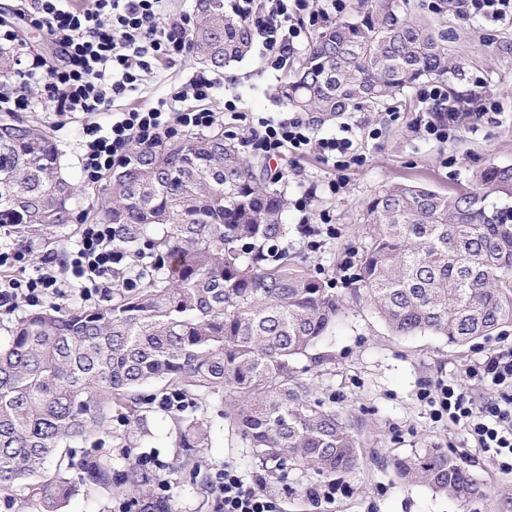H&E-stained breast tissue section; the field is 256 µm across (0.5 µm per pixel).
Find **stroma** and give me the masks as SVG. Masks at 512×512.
Instances as JSON below:
<instances>
[{"instance_id":"stroma-1","label":"stroma","mask_w":512,"mask_h":512,"mask_svg":"<svg viewBox=\"0 0 512 512\" xmlns=\"http://www.w3.org/2000/svg\"><path fill=\"white\" fill-rule=\"evenodd\" d=\"M438 3V9L433 10L428 0H408L409 7L448 33V56L459 70L443 80V87L452 88L467 104L493 95L498 103L496 118L477 121L461 114L450 138L435 139L419 129L420 119L431 107L412 88L401 103L390 108L362 104L345 114L343 121L355 130L354 147L363 162L349 170L340 193H328L326 184L333 179L334 170L317 153L301 157L288 154L276 163L283 172L279 185L288 200L311 194L314 213L326 214L336 227L335 236L326 239L320 250L307 251L297 231L301 214L290 205L284 216L289 255L312 276L332 283L337 296L348 302L323 346L326 361L300 375L315 397L359 423L360 464L354 471L337 476L335 502L323 505L318 512H499L501 499L512 497V471L503 469L489 454L468 447L458 426L434 421L417 397L420 388L437 379L464 381L463 372L469 364L500 342L512 343V329L464 346L428 334L395 336L371 308L352 303L351 286L339 281L343 259L364 250L368 238L363 208L383 186L413 183L452 194L471 186L489 163L512 165V21L462 16L458 0ZM0 25L21 31L24 56L53 58V46L44 33L25 27L16 0H0ZM202 72L201 66L187 59L160 66L136 91L111 103L98 120L104 124L113 113L153 106ZM217 76L220 83L206 106L223 114L225 136L243 145L245 154H252V147L246 144L249 127L256 125L258 118L278 117L286 110L276 97V88L286 73L267 68L253 52L218 71ZM232 98L239 111L235 118L223 113L225 100ZM19 116L39 121L51 130L66 173L83 187L72 202V222L64 228L33 234L0 228V247L24 244L30 249L28 262L13 272L14 277L25 279L74 246L82 225L90 223L99 206L105 185L85 183L81 174L83 128L87 123L84 114L59 112L40 100ZM340 122H327L317 132L333 134ZM464 383L475 397L489 398V391L481 386ZM148 428L147 444H134L128 438L127 426L114 421L109 433L91 436L72 448L73 461L106 459L119 470L144 448L156 450L165 464L161 476L172 486L173 512H211L205 485L215 467L229 463L241 466L245 476L253 474L252 469L241 465L248 450L240 436L231 428L218 427L212 447L200 453V488L191 491L184 474L172 467L174 450L167 437V412L157 409L150 413ZM428 448L445 449L466 466L487 486V498L465 504L428 486L403 482L391 465L393 458ZM325 481V476L315 471L286 464L268 473L266 489L284 499L287 512H317L305 491Z\"/></svg>"}]
</instances>
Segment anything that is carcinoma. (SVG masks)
Listing matches in <instances>:
<instances>
[{
  "label": "carcinoma",
  "mask_w": 512,
  "mask_h": 512,
  "mask_svg": "<svg viewBox=\"0 0 512 512\" xmlns=\"http://www.w3.org/2000/svg\"><path fill=\"white\" fill-rule=\"evenodd\" d=\"M249 25L225 0H196L195 62L220 70L249 51ZM456 68L447 35L395 0H357L325 27L277 89L312 121L352 106L384 108L423 79ZM109 181L98 217L135 266L137 288L113 276L106 305L28 312L0 341V499L27 512H62L80 487L112 485V464L72 474L67 449L108 430L112 414L147 436L154 399L224 403V419L261 463L291 461L328 476L358 467L352 424L311 397L298 365L324 361L317 347L342 304L278 243L285 194L266 161L244 157L220 128L136 145ZM75 187L46 127L0 118V227L24 231L71 221ZM368 243L357 288L396 336L432 333L464 345L512 328V166L492 163L465 192L393 184L368 201ZM215 421L175 418L178 456L212 447ZM405 482L468 504L483 484L442 448L393 459ZM137 512H172L155 473L133 461L118 475Z\"/></svg>",
  "instance_id": "1"
}]
</instances>
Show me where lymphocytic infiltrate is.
I'll use <instances>...</instances> for the list:
<instances>
[{"label": "lymphocytic infiltrate", "instance_id": "f902f5d3", "mask_svg": "<svg viewBox=\"0 0 512 512\" xmlns=\"http://www.w3.org/2000/svg\"><path fill=\"white\" fill-rule=\"evenodd\" d=\"M228 2L231 11L250 25L259 55L274 70L299 49L306 27L325 25L331 12H342L344 4L331 0V11L325 12L311 9L310 0H267L262 9L257 0ZM164 11V0H84L80 7L75 0H30L26 22L45 29L59 62L54 65L36 56L13 70L14 87L0 92V112L27 109L32 103L27 89L35 84L57 111L86 114L80 164L85 181L91 183L122 164L131 143L148 145L207 131L220 117L203 106L217 84L203 75L158 100L155 107L113 113L106 126L95 120L116 98L135 89L156 64H175L186 56L190 21L164 23ZM250 135L252 147L267 156L319 153L336 172L328 183L333 194L344 186L347 170L361 161L348 123L340 124L334 136L319 137L310 120L289 112L259 119ZM25 257L21 249L0 250V307L14 308L22 302L35 306L46 295L75 285L90 298L110 288L113 272L126 266L124 253L112 245L108 224L84 225L66 255L63 275L44 269L24 280L13 277V268ZM465 376L491 390L493 399L475 402L461 385L444 380L422 388L418 397L433 419L461 427L476 448L512 458V345L489 351L467 366ZM265 485V475L249 481L231 464L216 468L210 479L212 512H284L281 499Z\"/></svg>", "mask_w": 512, "mask_h": 512}]
</instances>
